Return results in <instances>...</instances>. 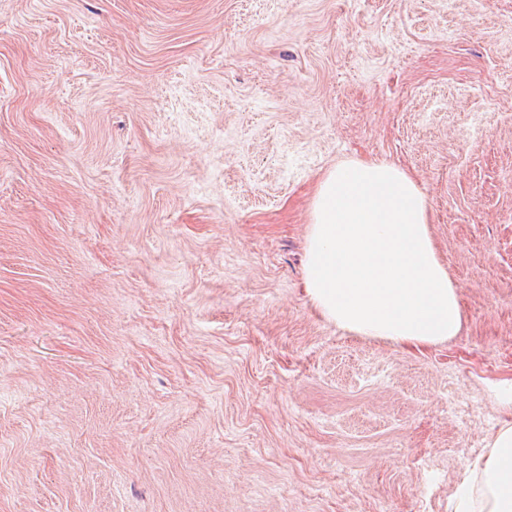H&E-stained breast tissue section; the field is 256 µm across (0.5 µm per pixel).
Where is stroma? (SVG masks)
Listing matches in <instances>:
<instances>
[{"label":"stroma","mask_w":512,"mask_h":512,"mask_svg":"<svg viewBox=\"0 0 512 512\" xmlns=\"http://www.w3.org/2000/svg\"><path fill=\"white\" fill-rule=\"evenodd\" d=\"M350 160L425 195L459 336L311 306ZM505 389L512 0H0V512H452Z\"/></svg>","instance_id":"1"}]
</instances>
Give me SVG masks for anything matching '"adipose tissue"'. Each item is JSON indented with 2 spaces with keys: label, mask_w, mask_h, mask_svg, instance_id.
Instances as JSON below:
<instances>
[{
  "label": "adipose tissue",
  "mask_w": 512,
  "mask_h": 512,
  "mask_svg": "<svg viewBox=\"0 0 512 512\" xmlns=\"http://www.w3.org/2000/svg\"><path fill=\"white\" fill-rule=\"evenodd\" d=\"M304 285L328 321L361 336L430 346L457 336L463 307L439 261L416 183L381 162L338 164L318 186ZM455 512H512V425L494 435Z\"/></svg>",
  "instance_id": "ef3b65f1"
}]
</instances>
